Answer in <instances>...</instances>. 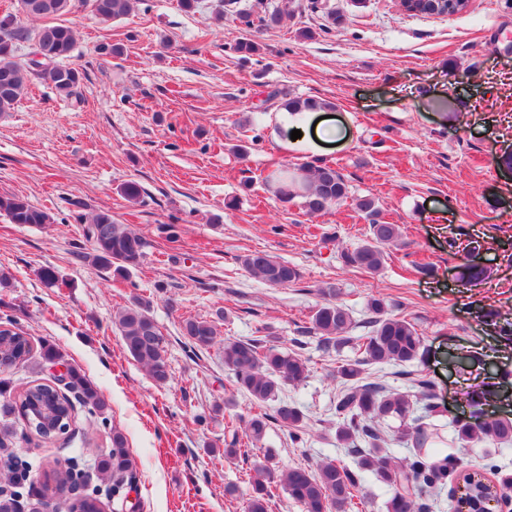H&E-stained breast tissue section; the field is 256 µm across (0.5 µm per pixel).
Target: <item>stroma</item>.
I'll return each instance as SVG.
<instances>
[{"label": "stroma", "instance_id": "stroma-1", "mask_svg": "<svg viewBox=\"0 0 512 512\" xmlns=\"http://www.w3.org/2000/svg\"><path fill=\"white\" fill-rule=\"evenodd\" d=\"M272 11L281 26L239 19ZM60 21L77 32L67 60L81 74L76 97L34 78L0 115V195L52 218L14 224L0 215V271L10 277L0 318L12 316L33 347L6 376L18 391L52 381L38 353L49 340L95 383L105 410L97 417L77 406L70 431L50 442L17 429L11 446L33 473L75 460L95 474L117 428L136 469L138 512H244L254 457L225 458L224 437L252 404L234 394L220 347L194 348L180 331L182 320L219 309L220 338L260 334L287 347L325 299L349 309L360 336L368 300L384 298L424 339L428 354L413 368L435 383L444 436L469 411L474 378L494 377L502 389L488 412L512 413V340L475 317L512 307V171L499 164L512 152V0H470L454 17L411 16L398 0H198L191 10L180 0H135L107 24L92 0H72ZM250 37L260 52H236ZM104 45L121 55L100 54ZM291 99L333 103L344 145L285 149L279 117ZM312 162L336 168L350 190L316 214L266 181L278 165ZM130 182L139 201L122 192ZM363 197L401 230L375 274L337 258L369 236L356 207ZM100 210L145 239L141 264L119 284L85 259L93 245L82 219ZM256 250L297 266L301 281L271 288L252 278L239 258ZM471 256L486 272L476 287L461 279ZM45 266L58 271V286L41 281ZM136 295L151 300L165 337L171 379L162 387L113 323ZM302 354L308 378L279 398L304 412V441L293 444L273 423L262 445L275 449L280 470L353 464L336 442L329 371L354 352H324L311 336Z\"/></svg>", "mask_w": 512, "mask_h": 512}]
</instances>
